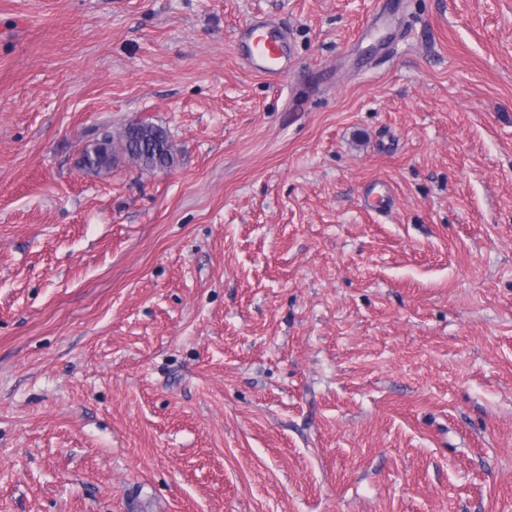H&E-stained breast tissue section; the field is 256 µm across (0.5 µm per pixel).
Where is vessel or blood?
Listing matches in <instances>:
<instances>
[{"label": "vessel or blood", "mask_w": 512, "mask_h": 512, "mask_svg": "<svg viewBox=\"0 0 512 512\" xmlns=\"http://www.w3.org/2000/svg\"><path fill=\"white\" fill-rule=\"evenodd\" d=\"M236 47L247 66L266 80L278 83L291 67L287 38L271 19L254 16L239 26Z\"/></svg>", "instance_id": "obj_1"}]
</instances>
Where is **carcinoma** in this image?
Segmentation results:
<instances>
[{
  "mask_svg": "<svg viewBox=\"0 0 512 512\" xmlns=\"http://www.w3.org/2000/svg\"><path fill=\"white\" fill-rule=\"evenodd\" d=\"M121 156L146 171L168 169L175 160L173 145L164 129L135 123L115 136L106 134L87 145L82 152V162L91 170H109Z\"/></svg>",
  "mask_w": 512,
  "mask_h": 512,
  "instance_id": "obj_1",
  "label": "carcinoma"
}]
</instances>
